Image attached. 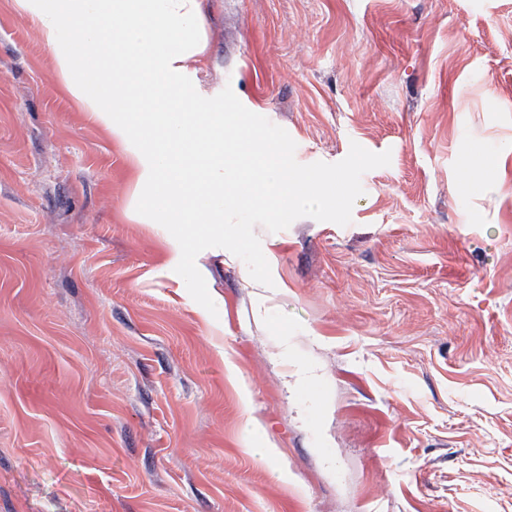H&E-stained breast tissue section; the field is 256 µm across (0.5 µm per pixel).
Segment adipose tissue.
<instances>
[{"label": "adipose tissue", "mask_w": 512, "mask_h": 512, "mask_svg": "<svg viewBox=\"0 0 512 512\" xmlns=\"http://www.w3.org/2000/svg\"><path fill=\"white\" fill-rule=\"evenodd\" d=\"M39 30L70 98L109 133L140 189L142 223L165 266L218 253L242 211L335 205L331 183L289 175L288 148L243 129L238 112L188 96L209 59L206 0H13Z\"/></svg>", "instance_id": "obj_1"}]
</instances>
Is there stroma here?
Listing matches in <instances>:
<instances>
[{
	"label": "stroma",
	"instance_id": "stroma-1",
	"mask_svg": "<svg viewBox=\"0 0 512 512\" xmlns=\"http://www.w3.org/2000/svg\"><path fill=\"white\" fill-rule=\"evenodd\" d=\"M208 22L192 92L341 198L173 273L0 0V512H512V0Z\"/></svg>",
	"mask_w": 512,
	"mask_h": 512
}]
</instances>
